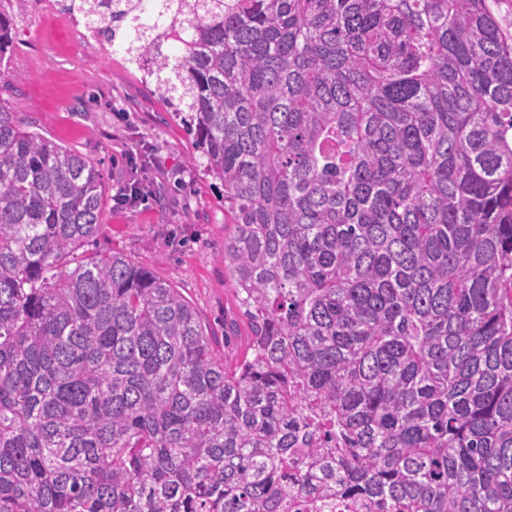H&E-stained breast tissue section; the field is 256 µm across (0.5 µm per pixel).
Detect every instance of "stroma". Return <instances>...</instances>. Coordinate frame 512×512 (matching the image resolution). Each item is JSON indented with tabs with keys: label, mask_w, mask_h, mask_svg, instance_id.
Here are the masks:
<instances>
[{
	"label": "stroma",
	"mask_w": 512,
	"mask_h": 512,
	"mask_svg": "<svg viewBox=\"0 0 512 512\" xmlns=\"http://www.w3.org/2000/svg\"><path fill=\"white\" fill-rule=\"evenodd\" d=\"M0 98L19 121L93 159L101 174L103 224L85 253L118 251L175 288L201 323L233 339L225 363L241 359L251 327L220 258L231 225L224 187L207 175L193 134L171 116L155 85L81 25L38 0L20 27ZM150 192L117 207L119 187L134 181Z\"/></svg>",
	"instance_id": "1"
}]
</instances>
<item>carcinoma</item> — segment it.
I'll list each match as a JSON object with an SVG mask.
<instances>
[{
    "mask_svg": "<svg viewBox=\"0 0 512 512\" xmlns=\"http://www.w3.org/2000/svg\"><path fill=\"white\" fill-rule=\"evenodd\" d=\"M67 10L195 133L253 338L229 368L176 289L78 253L99 170L1 98L0 512H512V36L486 0ZM285 512H380L375 501L363 498L358 501L333 498L323 500L320 496L307 494L291 495L288 497V511Z\"/></svg>",
    "mask_w": 512,
    "mask_h": 512,
    "instance_id": "cac0c4a2",
    "label": "carcinoma"
}]
</instances>
